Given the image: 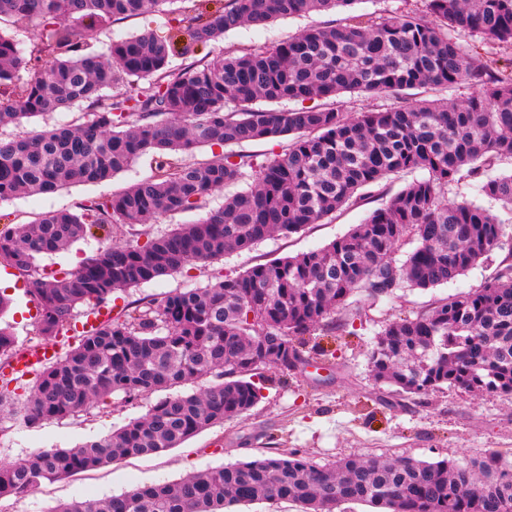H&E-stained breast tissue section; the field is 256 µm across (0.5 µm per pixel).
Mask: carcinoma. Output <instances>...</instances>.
<instances>
[{"label": "carcinoma", "instance_id": "carcinoma-1", "mask_svg": "<svg viewBox=\"0 0 512 512\" xmlns=\"http://www.w3.org/2000/svg\"><path fill=\"white\" fill-rule=\"evenodd\" d=\"M166 2L0 0V21L34 27L38 52L53 59L50 69H35L0 31V127L76 105L88 116L78 125L0 138V201L103 182L145 154L155 164L151 178L90 198L75 212L0 227V265L31 279L42 341L76 330L81 315L97 319L82 323L76 347L36 372L27 405L12 415L31 428L73 418L114 394L132 401L204 376L217 383L168 397L76 448L0 462V499L127 456L159 454L249 414L262 398V370L290 371L316 332L343 329L342 314L358 317L349 302L354 294L376 300L453 281L502 248L503 225L512 223V174L488 170L497 156L512 155V71L494 70L460 41L480 36L512 47V0H424L420 12L351 16L269 49L180 69L169 68L174 44L151 32L115 41L106 54L90 50L98 30ZM353 2L226 0L213 10H180L171 24L189 59L230 30ZM461 83L474 89L462 104L415 99L348 116L331 102L344 92L399 94ZM284 99L302 106L254 107ZM287 135L288 147L261 162L231 150ZM201 146L229 151L202 163L175 161ZM417 171L425 175L320 249L115 315L107 307L115 294L274 234L297 233L336 213L359 189ZM458 176L477 180L478 193L501 212L448 198L445 189ZM241 183L246 188L205 218L142 245L108 239L72 269L40 265L42 256L98 230L203 210L215 194ZM408 237L417 245L398 261ZM15 354L14 333L0 327V362ZM368 368L376 384L411 397L444 386L512 396V252L481 287L389 321L372 342ZM280 499L303 512H336L349 501L378 512H512V461L383 454L318 465L295 450L121 495L74 499L53 512H224Z\"/></svg>", "mask_w": 512, "mask_h": 512}]
</instances>
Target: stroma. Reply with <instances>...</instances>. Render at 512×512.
Instances as JSON below:
<instances>
[{"label": "stroma", "mask_w": 512, "mask_h": 512, "mask_svg": "<svg viewBox=\"0 0 512 512\" xmlns=\"http://www.w3.org/2000/svg\"><path fill=\"white\" fill-rule=\"evenodd\" d=\"M421 0H355L329 12H311L277 19L265 26H245L225 34L222 41L198 47L195 57L209 61L221 53H242L286 41L311 27L340 24L352 15L383 17L421 10ZM172 5L162 11L115 21L109 30L92 39V50L107 52L112 41L151 30L168 34ZM154 163L150 156L102 183H76L53 194L19 196L0 202V225L25 224L43 213L74 209L78 202L120 192L147 179ZM409 174L390 176L361 191L360 199L335 215L300 232L265 239L251 249L236 251L209 264H197L160 279L128 289L114 300V308L140 299L208 285L215 276L234 277L252 266L277 258L321 248L347 234L374 210L412 182ZM198 213L165 214L155 223L112 232L116 244H141L147 236L160 235L177 224L198 220ZM504 246L448 284L428 290L404 288L388 298L370 300L354 295L360 316L345 331L320 337L329 357L323 368L283 373L264 372L261 402L250 415L208 428L182 445L157 455H132L101 468L51 482L24 497L0 501V512H53L74 499L119 495L137 486L174 482L184 475L227 463L246 461L272 446L281 452L305 453L325 464L349 454L388 452L425 461L480 458L491 453L512 459V398L499 394L473 395L444 388L407 399L376 385L367 358L375 334L400 315L419 311L441 298L480 287L493 276L507 250L512 249V224L506 225ZM11 307L5 316L13 325L20 348L34 343L36 309L31 286L18 280L7 289ZM210 378L161 389L136 401L115 395L78 418L49 421L37 428L15 425L10 412L0 413V462H12L42 448H73L104 437L142 416L157 401L177 394H192L210 385Z\"/></svg>", "instance_id": "35a3bbf8"}]
</instances>
